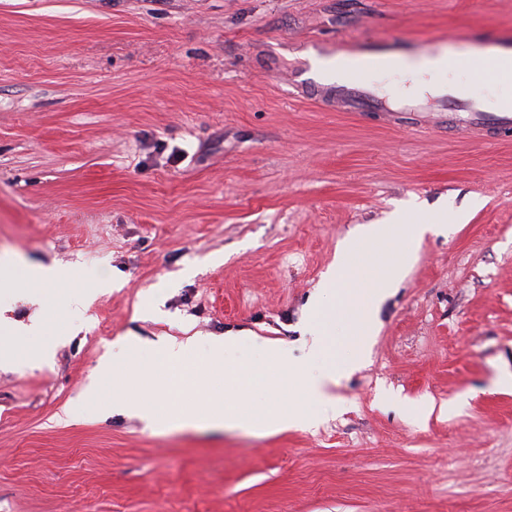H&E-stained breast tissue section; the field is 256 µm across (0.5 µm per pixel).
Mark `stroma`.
<instances>
[{
  "label": "stroma",
  "mask_w": 512,
  "mask_h": 512,
  "mask_svg": "<svg viewBox=\"0 0 512 512\" xmlns=\"http://www.w3.org/2000/svg\"><path fill=\"white\" fill-rule=\"evenodd\" d=\"M512 32V0H0V260L111 285L81 318L0 295L45 336L0 330V512H512V140L484 143L289 94L311 42L413 55L450 32ZM467 94L512 98L451 55ZM381 305L336 415L260 435L149 429L94 391L101 358L138 389L159 359L120 339L198 341L182 400L271 410L318 372L300 328L340 240L442 206ZM225 363H288L239 393ZM453 414L440 413L445 404ZM246 337L243 332L234 333L229 331L224 333V336L213 337L208 341L212 371L224 375V381L233 384L241 391L258 387L264 384L269 377L268 370L263 368L252 366L225 368V354L242 344Z\"/></svg>",
  "instance_id": "35a3bbf8"
}]
</instances>
